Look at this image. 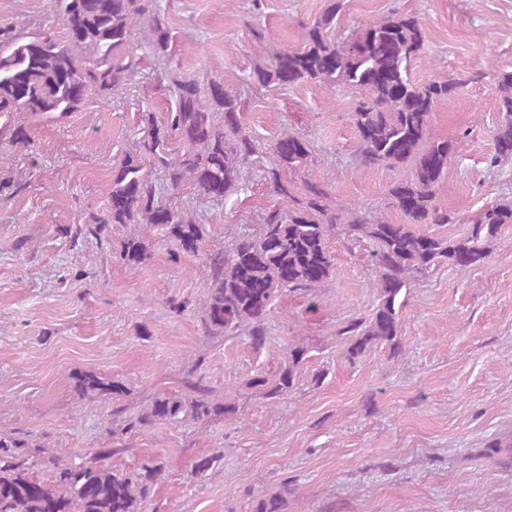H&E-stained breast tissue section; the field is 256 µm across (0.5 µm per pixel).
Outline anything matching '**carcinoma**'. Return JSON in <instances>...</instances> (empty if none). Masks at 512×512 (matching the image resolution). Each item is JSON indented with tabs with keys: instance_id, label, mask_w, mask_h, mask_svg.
Wrapping results in <instances>:
<instances>
[{
	"instance_id": "obj_1",
	"label": "carcinoma",
	"mask_w": 512,
	"mask_h": 512,
	"mask_svg": "<svg viewBox=\"0 0 512 512\" xmlns=\"http://www.w3.org/2000/svg\"><path fill=\"white\" fill-rule=\"evenodd\" d=\"M67 40L50 32L21 38L13 26L0 24V116L13 123L10 137L26 148L35 146L24 116L56 117L80 110L91 96H106L127 84L142 68L144 58L164 59L161 79L175 95V106L163 122L144 110L139 119L144 137L112 164L108 208L79 225L74 238L103 240L107 227L126 224L159 225L177 248L195 252L204 225L180 204L178 191L190 183L198 195L222 199L243 190L249 166L260 165L261 151L246 126L241 98L219 80L207 85L173 67L172 34L156 0H57ZM341 0H334L308 28L303 45L264 51L250 74L260 87L290 86L313 81L328 89L346 86L358 91L350 118L355 125L356 160L398 172L389 194L407 222L392 224L351 204L332 208L325 186L305 181L303 197H295L282 180L283 170L309 162V141L284 132L274 145L263 179L279 200L266 209L258 237H240L224 249L206 254L209 291L202 302L201 326L207 335H245L254 348L267 342L265 319L274 299L285 289L312 291L333 274L327 247L332 234L353 243L372 244L379 273L377 306L368 318H355L339 331L349 338L348 359L368 346L387 344L401 351L399 312L411 283L432 267L448 263L464 272L488 258V244L501 226L512 224V197L488 206L455 242L417 224H455L456 214L439 205L436 188L448 171L453 145L431 136L434 112L453 98L463 80L438 78L419 83L411 77L421 58L423 28L415 16L397 11L363 25L354 38H333ZM501 120L494 130L495 151L487 167L512 160V71L493 75ZM164 173L166 186L157 187L150 170ZM121 258L131 266L146 263L143 239L121 241ZM307 347H288V363L277 379L251 385L278 400L296 384ZM190 400L158 397L149 410L130 419L129 426L156 421L176 422L182 415L197 421L224 413V405L207 397L201 382L190 383ZM84 397L108 399L122 387L94 374L75 377ZM32 442L0 436V512H139L156 466L144 467L132 480L91 459L55 464L53 480L33 478L34 456L24 452ZM280 494L260 498L255 512H287Z\"/></svg>"
}]
</instances>
